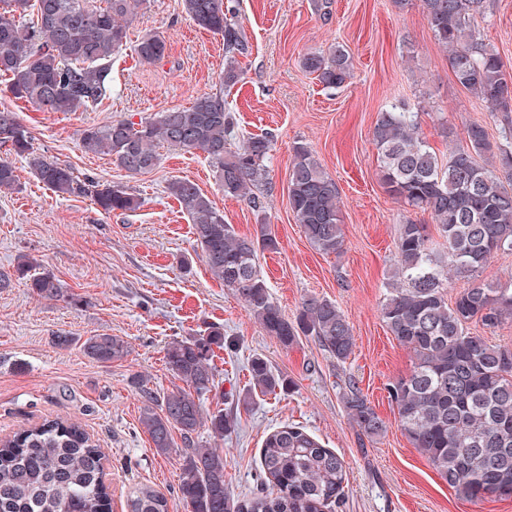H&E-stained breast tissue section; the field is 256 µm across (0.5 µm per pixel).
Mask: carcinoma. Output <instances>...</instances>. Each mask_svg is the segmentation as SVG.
I'll return each instance as SVG.
<instances>
[{"label":"carcinoma","mask_w":512,"mask_h":512,"mask_svg":"<svg viewBox=\"0 0 512 512\" xmlns=\"http://www.w3.org/2000/svg\"><path fill=\"white\" fill-rule=\"evenodd\" d=\"M438 44L448 50L457 82L502 113V142L493 143L485 128L470 123L466 145L437 154L420 133V112L392 104L379 113L373 143L385 188L406 205L431 214L443 243L431 240L422 224L399 227L397 267L387 283L381 317L391 336L414 356L409 374L387 385L400 428L449 487L472 501L488 496L512 497V349L469 331L479 321L494 328L512 317V279L494 288L473 286L448 302L453 276L474 277L499 252L512 251V74L499 53L476 33L473 19L485 13L486 0H420ZM143 0H0V76L17 99L51 112H76L100 104L111 90L112 53L123 44ZM186 14L201 28L224 37L226 64L222 82L239 79L237 57L249 54L244 30L224 0H184ZM138 58H165L166 41L146 35L136 45ZM305 70L327 88H341L352 78L350 55L341 46L302 57ZM0 146L25 160L29 173L58 195L86 196L102 211H131L138 200L118 186L81 179L74 171L36 152L19 115L0 110ZM231 110L224 97L203 94L186 108L166 109L134 122L114 120L81 132L88 153H104L132 175L154 170L160 144L198 151L216 168L224 195L241 198L259 213L263 202L252 187L265 178L272 139L248 137L236 149ZM501 156L494 173L489 160ZM20 188L17 168L0 158V193ZM167 190L189 218L195 246L212 275L232 289L253 313L262 330L286 349L311 337L338 362L355 346L350 324L336 304L307 300L296 319L288 320L273 302L257 266L260 250L278 249L266 218L254 233L237 234L224 213L188 179H174ZM288 200L309 243L324 254L344 245L340 199L333 180L307 145L294 146ZM24 255L14 273L0 271V289L12 277L24 279L36 296L71 302L73 295L50 271H36ZM224 347V329L209 327L200 337L175 339L166 364L193 392L171 393L156 404L144 392L140 424L153 447L166 454L172 431L180 432L183 456L182 499L191 512H335L342 501L346 470L335 451L299 426L283 425L264 440V487L238 501L224 487V451L199 441L207 428L213 438L234 430V417L220 409L205 414L200 397L215 387L213 348ZM85 355L110 364L124 359L128 343L109 333L81 343ZM244 405L257 394L273 393L287 379L257 357ZM342 403L360 435L374 441L385 421L350 381ZM104 453L80 425L46 420L0 442V512H111L104 481ZM132 512H168L163 493L142 488Z\"/></svg>","instance_id":"carcinoma-1"}]
</instances>
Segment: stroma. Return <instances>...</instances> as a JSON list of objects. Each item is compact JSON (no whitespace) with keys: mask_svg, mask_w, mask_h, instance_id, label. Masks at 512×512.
I'll list each match as a JSON object with an SVG mask.
<instances>
[{"mask_svg":"<svg viewBox=\"0 0 512 512\" xmlns=\"http://www.w3.org/2000/svg\"><path fill=\"white\" fill-rule=\"evenodd\" d=\"M231 0L250 52L239 58V82L223 89L224 40L198 27L183 0H144L128 37L112 55L111 93L93 111L48 112L18 100L0 82V109L19 113L37 152L69 166L79 177L118 185L139 200L136 210L110 214L88 197H62L15 159L21 188L0 194V270L19 256L37 260L73 294L72 302L36 297L21 280L0 290V439L55 418L78 423L105 454L112 512H131L139 488L163 492L170 512H189L179 491L183 445L158 454L139 418L142 391L156 398L186 390L165 363L167 345L208 324L224 329L227 343L213 358L216 391L201 399L204 413L236 414L225 435L224 484L243 500L259 489L262 443L285 424H296L340 456L346 481L342 512H512V498L473 503L448 487L402 433L387 383L406 375L412 353L390 335L380 317L386 283L396 264L400 224L414 222L438 237L429 213L387 192L380 180L372 133L382 109L403 102L421 114L423 137L438 154L464 141L477 122L498 141L501 115L455 79L419 4L395 0ZM474 28L512 72V0H487ZM147 34L165 37L168 51L154 64L135 46ZM343 45L353 77L325 87L301 65L310 51ZM223 92L239 131L272 133L269 175L256 189L277 251L258 264L281 312L295 318L304 302H335L355 338L352 354L336 363L312 338L283 348L256 322L245 303L210 273L194 248L188 217L166 186L186 178L223 211L239 235L253 234L256 214L226 196L201 153L161 146L152 172L132 175L110 156L83 151L82 129L113 120L134 121L184 108L200 95ZM307 144L338 186L344 247L324 254L307 240L288 203L293 148ZM123 337L129 353L109 364L79 346H56V336ZM264 356L290 388L232 401L251 380L250 360ZM142 386H135V379ZM355 382L385 421L376 441L360 436L341 400Z\"/></svg>","mask_w":512,"mask_h":512,"instance_id":"35a3bbf8","label":"stroma"}]
</instances>
